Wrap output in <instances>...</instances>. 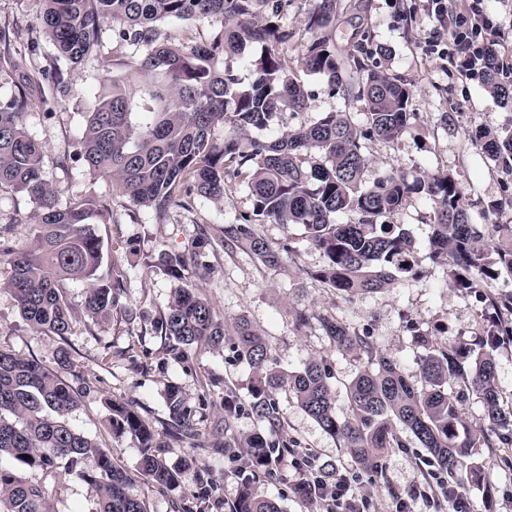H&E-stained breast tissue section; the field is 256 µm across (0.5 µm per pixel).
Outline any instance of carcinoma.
Listing matches in <instances>:
<instances>
[{
	"label": "carcinoma",
	"mask_w": 512,
	"mask_h": 512,
	"mask_svg": "<svg viewBox=\"0 0 512 512\" xmlns=\"http://www.w3.org/2000/svg\"><path fill=\"white\" fill-rule=\"evenodd\" d=\"M44 3L43 33L72 64L97 51L107 25L117 47L134 49L119 62L121 75L102 63L92 109L76 140L87 171L111 180L129 203L162 221L175 206L189 209L194 193L223 199L225 180H238L248 189L253 211L224 226L221 246L276 266L292 248L271 246L259 225L297 224L323 253L324 265L315 277L350 299L379 293L413 270L412 239L389 219L410 198L422 197L433 210L430 258L445 261L449 284L475 294L481 303L480 336L473 344L442 345L426 333L416 334L422 355L415 382L395 359L337 317L297 314L295 328L315 318L336 348L366 357L367 369L347 386L351 417L342 420L325 360L313 359L291 374L281 371L272 346L246 318L224 322L193 287L191 280L204 279L212 270L203 261L207 252H216L208 233H200L189 249L160 252L145 267L174 282L167 307L152 324L154 334L164 339V354L190 371L192 355L227 347L247 363L253 377L249 402L224 397V422L212 426L203 442L199 424L211 397L207 382L199 381L195 405L179 386L167 387L166 418L160 421L164 442L132 405L109 401L112 432L138 441L143 475L162 489L179 485L181 466L161 452L171 441L227 452L246 448L245 467L273 475L275 467L288 464L275 399L285 391L364 468L377 469L388 449L406 447L410 435L448 478L464 468L472 483L481 484L479 449L512 447V397L499 384L496 369L497 356L512 348V224L474 223L461 203L459 183L446 172L366 181V142H395L416 120L411 89L390 72L388 50H369L354 40L338 47L327 34L302 46V65L323 76L328 94L343 99L345 108L293 124L289 119L308 111L309 96L290 66L291 35L277 23L274 0ZM165 19L217 21L220 30L207 42H160L155 24ZM308 25L320 31L335 26L336 0H315ZM253 45L261 47L260 55L246 54ZM479 77L493 98L512 108L511 60L500 57ZM11 85L10 95H0V188L27 196L35 210L29 246L16 245L0 229V257L10 266L4 285L34 331L63 339L73 319L66 283L86 284L88 317L106 321L126 312L127 270L114 263L108 275L99 274L103 245L95 225L112 223V208L88 198L59 200L41 175L43 146L24 126L31 102L27 86ZM218 127L224 128L220 138L214 137ZM255 130L269 135L255 136ZM468 141L512 174V131L502 135L478 128L468 132ZM339 215L352 219L339 223ZM68 364L65 350L59 353V370L50 371L34 358L0 349V512H50L53 488L26 481L21 470H48L62 460L69 472L96 487L97 512H147L144 502L127 492V475L107 450L67 422L76 406L75 391L61 373ZM471 400L483 406L487 422L478 432L462 420L463 406ZM245 412L263 430L233 444L228 435ZM214 492L213 482L200 478L183 512H196ZM228 508L281 512L276 501L258 495L247 476Z\"/></svg>",
	"instance_id": "cac0c4a2"
}]
</instances>
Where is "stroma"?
<instances>
[{
	"mask_svg": "<svg viewBox=\"0 0 512 512\" xmlns=\"http://www.w3.org/2000/svg\"><path fill=\"white\" fill-rule=\"evenodd\" d=\"M43 9V0H0V27L8 28L10 53L24 57L27 70L39 71L55 64L67 81V94L62 98L53 83L42 82L41 93L33 97L24 124L44 146L42 177L61 199L91 197L111 204V223L96 227L103 243L102 271H109L113 263H125L122 246L126 241H136L141 255L154 257L161 251L187 246L202 230L221 238L225 225L251 213V196L236 180L225 182L221 203L197 195L189 209L172 208L167 218L159 221L150 210L132 206L126 197L113 191L111 181L91 176L76 157V138L98 85L99 61L114 54L112 32L103 29L98 58L73 67L58 58L44 37ZM336 12L337 41L346 42L358 29L367 34L370 47L390 49L389 68L409 84L410 109L417 114L416 125L401 140L368 143L369 179L445 171L459 182L462 201L475 222L512 224V207L494 214L485 210L488 203L501 199L506 174L469 149L461 135L465 128L510 129L512 111L502 108L479 79L459 75L452 58L432 52L431 41L447 39L448 28L437 21L428 0H336ZM293 68L309 94L310 104L308 111L298 114V122L309 123L320 113L343 109V100L328 96L319 75L308 72L298 61ZM448 113L454 117L450 127L442 121ZM33 210L26 196L0 189V227L7 229L16 244L31 243ZM392 221L410 234L418 261L414 273L401 275L382 292L350 300L341 298L316 279L324 257L307 241L302 228L269 222L261 226L263 236L275 246L291 245L295 251L293 260L266 267L244 251L220 249L208 256L213 271L198 281L197 287L221 319L231 322L243 316L261 328L282 370L294 372L310 359H327L333 372L336 411L340 418H348L346 386L364 370L366 361L338 351L315 321V314H335L367 335L369 342L400 363L412 381L418 378L415 332L430 334L441 343L468 341L479 332L480 304L476 296L450 287L447 265L429 257L433 231L430 203L420 197L411 198ZM9 271L7 262H0V349L38 359L52 370L57 367L59 349L70 352L72 367L67 380L78 388L79 396L67 420L105 448L113 462L126 471L130 494L145 502L147 512H178L182 502L191 498L198 475L205 469L217 485L205 512H227V503L238 491L237 473L247 459L245 449L225 452L172 445L164 454L170 463L183 464L180 485L172 491L157 488L140 471L138 441L113 434L104 401L112 398L131 403L142 417L155 424L165 416L164 393L168 384L179 385L188 401L193 402L197 399L198 382L204 379L210 381L212 392L204 417L209 426L223 420L225 394L248 401V365L235 360L227 350L196 353L188 372L181 364L162 362V341L150 335L149 329L171 296L173 284L167 277L143 272L139 267L128 269L123 298L127 314L100 324L92 323L85 314L86 285L68 283L65 293L74 319L69 335L62 339L29 328L13 295L4 286ZM299 312L312 314L313 319L298 330L293 320ZM130 347L137 351L142 367H134L125 357L124 352ZM277 402L289 442L311 449L325 469L336 468L353 477L355 490L372 498L368 512H389L394 500L409 497L429 480L424 452L417 444L389 449L378 471H366L288 394H279ZM481 454L484 481L478 486H465L473 512H512V464L507 461L512 450L485 448ZM23 475L30 482L53 485L52 512H95V486L65 468L27 469ZM301 477L299 469L285 465L273 476L258 477L255 486L259 493L274 498L282 512H312L297 491Z\"/></svg>",
	"mask_w": 512,
	"mask_h": 512,
	"instance_id": "35a3bbf8",
	"label": "stroma"
}]
</instances>
